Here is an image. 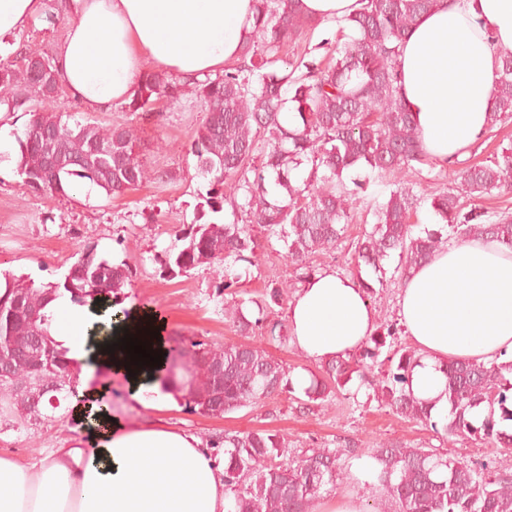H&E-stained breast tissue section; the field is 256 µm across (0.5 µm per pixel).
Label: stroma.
<instances>
[{
  "label": "stroma",
  "instance_id": "35a3bbf8",
  "mask_svg": "<svg viewBox=\"0 0 512 512\" xmlns=\"http://www.w3.org/2000/svg\"><path fill=\"white\" fill-rule=\"evenodd\" d=\"M64 32V22L49 16L31 23L21 32L0 36V62L15 64L24 52L51 55L54 43ZM341 37L340 26L318 24L297 44L280 52L282 63L306 60L326 61ZM55 109L77 118H92L102 124L130 123L139 137V159L149 179L138 190L112 197L85 179H74L67 197L49 199L24 185L16 172L15 149L0 152V270L31 278L35 283L62 278L83 248H96L99 255L114 262H126L133 270L130 285L124 289L123 308L157 309L165 317L166 335L196 336L221 347L239 342L235 326L224 316V294L214 273L196 269L175 279L163 276L160 261L175 242L180 225L196 223L200 193L209 181L198 175L191 153L202 108L192 94L180 102L160 101L152 112L133 115L118 104L88 109L60 95ZM512 144V119L484 133L469 147L466 155L445 167L421 166L413 176L414 191L420 199L411 218L415 231L435 228L440 219L431 209L428 196L453 184L459 170L490 159L500 147ZM345 183L359 182L353 206L354 216L335 254L318 253L312 258L316 269L333 268L341 275L360 276L376 281L370 267L355 268L349 259L354 244L375 224V204L385 201L399 179L378 178L359 168L345 174ZM397 257L384 262L383 288L371 300L378 321L398 320V296L403 283L396 270ZM286 260L273 249H266L256 265L229 263L230 274L238 279L237 291L245 304L247 317H255L256 301L272 281L282 277ZM250 343L266 349L282 360L292 375H307L321 368L291 344L262 332H255ZM112 414L130 425L159 423L188 431L211 440L227 432L269 430L286 439L280 458L294 464L315 448L338 450L342 464L349 468L369 467L373 448L401 443L466 461L493 460L499 472L512 475V449L475 437H450L421 423L405 419L378 401L369 384L354 382L349 391L301 408L296 395L284 393L265 402L222 415L185 412L179 403L150 413L134 403L123 377L112 380ZM73 416L31 429H0V452L26 459L63 438L78 437Z\"/></svg>",
  "mask_w": 512,
  "mask_h": 512
}]
</instances>
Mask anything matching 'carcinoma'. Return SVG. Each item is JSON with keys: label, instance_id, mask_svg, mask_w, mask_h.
<instances>
[{"label": "carcinoma", "instance_id": "obj_1", "mask_svg": "<svg viewBox=\"0 0 512 512\" xmlns=\"http://www.w3.org/2000/svg\"><path fill=\"white\" fill-rule=\"evenodd\" d=\"M253 34L242 46L238 63L223 74L189 83L205 107L192 143L199 175L210 178L200 207L215 219L190 224L176 234L177 244L164 253L161 268L174 279L204 267L221 278L222 288L236 284L224 262L256 264L267 245L277 242L288 261L290 281L303 283L315 272L308 258L333 251L347 231L355 193L344 183L347 172L366 168L380 175L408 174L429 163L419 145L412 113L397 87L399 43L438 0H366L346 19L347 41L323 66L296 65L279 70L278 54L300 38L315 19L304 14L300 0H254ZM26 54L15 67H0V103L7 111L29 110L31 119L18 139L16 172L34 193L67 195L73 176L106 192L123 195L148 180L136 155V138L127 125L102 126L63 117L54 110L55 80L61 77L52 58L49 70L29 65ZM501 78L492 93L489 127L512 118V50L501 55ZM182 85L148 69L125 104L133 115L149 112L161 99L178 101ZM291 104L293 121L283 119ZM458 184L473 197L512 187V146L486 163L457 174ZM430 205L443 224L413 234L410 219L418 198L402 183L375 211L376 224L357 239L354 260L380 274L383 261L398 253L401 277L425 262L443 239L490 238L512 250V222H485V213H461L452 187L434 191ZM230 205L233 220L220 219ZM267 231L259 240L250 225ZM133 272L94 248L77 252L63 280L35 284L0 271V424L25 427L57 421L66 395H76L68 371L67 350L51 334L48 305L69 295L79 305L112 309L123 302ZM284 286L266 291L249 319L244 300L224 307L238 331L248 336L266 330L283 337L285 325L268 323L267 312L284 301ZM401 328L381 323L361 346L324 361V373L310 374L302 389L305 403L346 390L356 379L368 383L396 413L450 437L478 435L512 447V433L498 421L512 422V360L501 363L450 361L445 367L448 421L432 419L427 403L407 389L419 357L387 344ZM156 369L163 387L174 383V397L191 413L222 415L257 404L295 386L286 365L251 344L215 347L197 337L174 338ZM387 365L369 378L377 364ZM487 405L480 424L472 412ZM210 444L224 447L226 512H312L323 495L355 475L344 471L340 456L316 448L296 465L275 462L284 438L267 430L226 433ZM376 480L386 493L373 512H512V477L491 460L468 463L402 444L375 450Z\"/></svg>", "mask_w": 512, "mask_h": 512}]
</instances>
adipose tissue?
Here are the masks:
<instances>
[{
  "label": "adipose tissue",
  "instance_id": "adipose-tissue-1",
  "mask_svg": "<svg viewBox=\"0 0 512 512\" xmlns=\"http://www.w3.org/2000/svg\"><path fill=\"white\" fill-rule=\"evenodd\" d=\"M47 0H0V35L22 30ZM65 31L54 64L67 94L89 108L124 102L152 69L181 83L223 72L253 31L252 0H64ZM512 50V0H439L399 48V93L436 166L462 157L485 129L500 78V52ZM53 336L80 365L74 415L82 438L63 440L25 462L0 456V512H226L224 457L196 434L112 417L94 373L125 372L116 348L137 333L125 324L93 328L87 309L51 303ZM399 317L420 353L414 395L448 412V361L512 359V251L485 239L452 242L413 268ZM376 325L359 283L327 268L290 302L291 342L325 361L358 349Z\"/></svg>",
  "mask_w": 512,
  "mask_h": 512
}]
</instances>
